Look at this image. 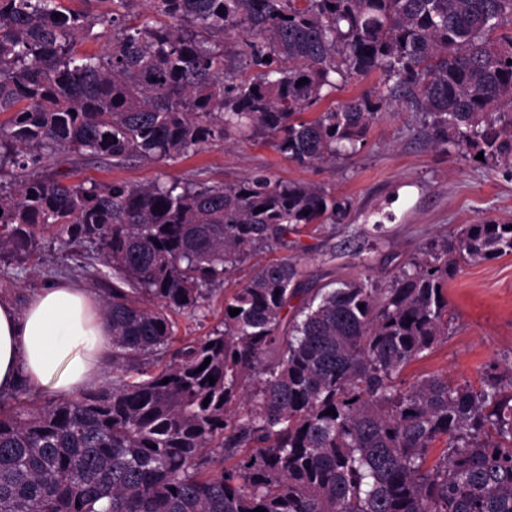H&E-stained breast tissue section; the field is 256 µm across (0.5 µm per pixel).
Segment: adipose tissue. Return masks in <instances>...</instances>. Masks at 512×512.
<instances>
[{
	"instance_id": "ef3b65f1",
	"label": "adipose tissue",
	"mask_w": 512,
	"mask_h": 512,
	"mask_svg": "<svg viewBox=\"0 0 512 512\" xmlns=\"http://www.w3.org/2000/svg\"><path fill=\"white\" fill-rule=\"evenodd\" d=\"M112 331L88 288L60 278L31 295L24 307L0 301V391L19 381L51 384L60 396L98 386L101 356Z\"/></svg>"
}]
</instances>
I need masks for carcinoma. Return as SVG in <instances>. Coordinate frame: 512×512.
I'll return each mask as SVG.
<instances>
[{
  "instance_id": "1",
  "label": "carcinoma",
  "mask_w": 512,
  "mask_h": 512,
  "mask_svg": "<svg viewBox=\"0 0 512 512\" xmlns=\"http://www.w3.org/2000/svg\"><path fill=\"white\" fill-rule=\"evenodd\" d=\"M82 2L0 0V170L15 181L0 188V255L21 265L47 234L98 247L112 377L33 410L0 395V512H512L500 377L401 378L445 335L456 259L512 254L511 219L463 225L388 288L313 292L294 264L266 263L224 299L222 325L176 347V317L231 269L336 223L344 204L266 175L30 174L47 153L121 166L253 138L334 162L389 97L423 113L444 152L511 164L512 0H152L145 16L141 0ZM97 27L112 29L104 48L77 54ZM374 73L386 92L303 117L337 81Z\"/></svg>"
}]
</instances>
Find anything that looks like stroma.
I'll use <instances>...</instances> for the list:
<instances>
[{"mask_svg":"<svg viewBox=\"0 0 512 512\" xmlns=\"http://www.w3.org/2000/svg\"><path fill=\"white\" fill-rule=\"evenodd\" d=\"M40 174L65 175L67 182L200 179L228 185L264 174L283 182L318 184L346 207L339 223L289 235L287 247L261 253V260H296L305 287L343 280L388 287L399 267L421 257L462 225L482 219L512 218V169L487 166L473 158L436 148L421 113L400 102L384 103L363 147L333 164L300 165L280 155L270 140L215 141L194 155L166 162L137 161L115 167L102 159L69 152L45 156ZM384 222L383 233L373 226ZM25 274L14 262H0V299L23 305L48 280L64 277L102 294L108 268L97 249L75 255L43 240ZM249 265L230 272L222 291L202 311L178 317V336L199 337L224 316L225 291L241 287ZM448 332L404 371L405 379L430 373L450 383L479 384L484 369L512 367V255L480 263L459 262L448 280Z\"/></svg>","mask_w":512,"mask_h":512,"instance_id":"1","label":"stroma"}]
</instances>
